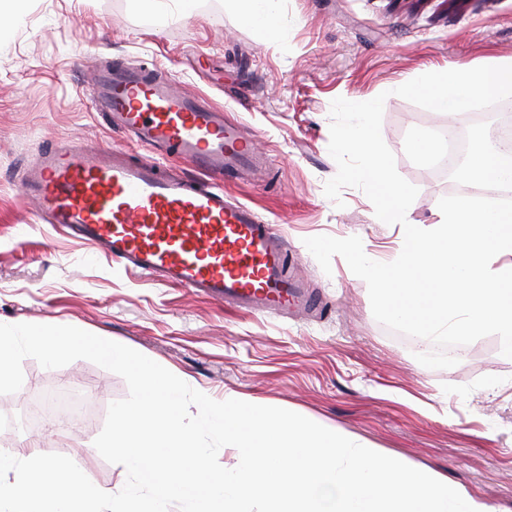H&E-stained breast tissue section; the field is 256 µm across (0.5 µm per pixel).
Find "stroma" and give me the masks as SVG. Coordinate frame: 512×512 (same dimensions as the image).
<instances>
[{
	"instance_id": "stroma-1",
	"label": "stroma",
	"mask_w": 512,
	"mask_h": 512,
	"mask_svg": "<svg viewBox=\"0 0 512 512\" xmlns=\"http://www.w3.org/2000/svg\"><path fill=\"white\" fill-rule=\"evenodd\" d=\"M512 59V0H278V29L244 22L232 0H196L192 14L151 16L136 0H25L0 37V323L71 325L128 346L214 400L235 392L353 433L384 455L435 472L512 512V359L496 336L462 351L449 369L421 365L426 339L392 332L371 310L366 283L341 256L324 273L304 238L358 236L366 255L393 261L400 225L380 222L358 188L336 207L324 186L337 172L328 151L330 107L342 97L386 94L382 137L399 174L419 193L408 220L438 222L440 198L470 195L435 162L432 130L449 116L394 93L422 74ZM156 69L182 91L224 106L270 155L265 181H225L188 163L174 173L222 187L282 234L288 263L325 304L291 318L220 305L187 288L134 274L53 230L22 191L25 169L64 140L155 153L112 130L90 86L107 61ZM20 392L0 395V451L37 446L78 460L94 482L120 491L123 466L94 440L125 380L79 359L46 369L23 362ZM92 390L93 419L60 431L7 430L20 397L51 396L62 381Z\"/></svg>"
}]
</instances>
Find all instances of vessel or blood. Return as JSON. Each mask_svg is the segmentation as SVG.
Returning a JSON list of instances; mask_svg holds the SVG:
<instances>
[{"mask_svg": "<svg viewBox=\"0 0 512 512\" xmlns=\"http://www.w3.org/2000/svg\"><path fill=\"white\" fill-rule=\"evenodd\" d=\"M91 97L115 129L174 161L227 177L267 168L222 106L180 91L170 77L115 62L98 73ZM24 185L49 223L165 285L253 313L285 317L320 305L289 275L273 226L223 190L117 148L68 140L26 170Z\"/></svg>", "mask_w": 512, "mask_h": 512, "instance_id": "vessel-or-blood-1", "label": "vessel or blood"}]
</instances>
